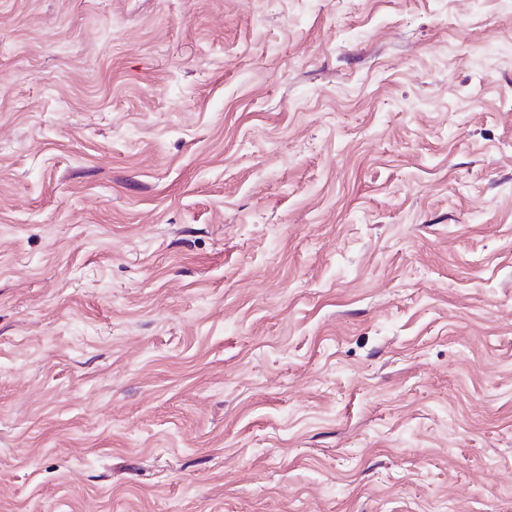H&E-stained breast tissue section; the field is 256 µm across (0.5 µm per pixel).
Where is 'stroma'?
Returning a JSON list of instances; mask_svg holds the SVG:
<instances>
[{"label": "stroma", "mask_w": 512, "mask_h": 512, "mask_svg": "<svg viewBox=\"0 0 512 512\" xmlns=\"http://www.w3.org/2000/svg\"><path fill=\"white\" fill-rule=\"evenodd\" d=\"M0 512H512V0H0Z\"/></svg>", "instance_id": "35a3bbf8"}]
</instances>
